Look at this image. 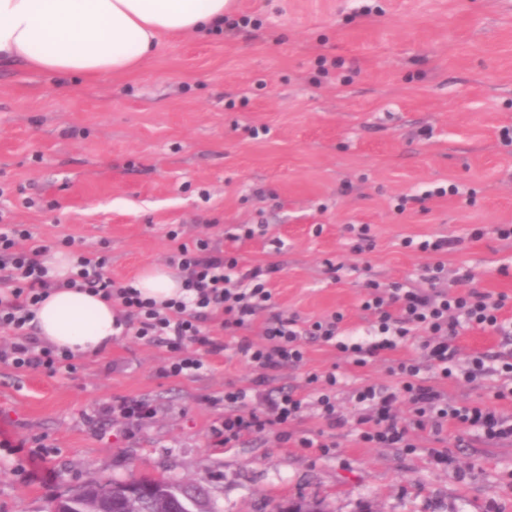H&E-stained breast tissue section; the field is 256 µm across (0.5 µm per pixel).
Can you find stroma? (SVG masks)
I'll return each instance as SVG.
<instances>
[{
    "mask_svg": "<svg viewBox=\"0 0 512 512\" xmlns=\"http://www.w3.org/2000/svg\"><path fill=\"white\" fill-rule=\"evenodd\" d=\"M225 26L164 38L139 70L95 81L0 64V225L52 251L105 255L106 277L169 265L175 230L230 244L268 275L274 312L311 323L341 313L363 340L368 282L423 287L426 265L470 270L512 296V0H231ZM460 192L446 194L449 184ZM351 224L370 227L356 251ZM483 228L472 238L473 228ZM444 236L433 255L405 238ZM423 336L365 366L307 342L274 386L310 393L311 373L343 385L329 428L316 410L275 434L212 446L228 384L258 374L226 337L192 378L162 374L170 353L131 336L51 375L0 363V435L49 445L55 478L28 481L0 451V512H47L77 484L170 476L202 484L220 512L321 500L330 512H512V443L413 431V450L360 440L354 400L394 388L398 360L423 361ZM149 399L153 419H97L113 397ZM323 437L329 450L306 448Z\"/></svg>",
    "mask_w": 512,
    "mask_h": 512,
    "instance_id": "obj_1",
    "label": "stroma"
}]
</instances>
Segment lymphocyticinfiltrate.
<instances>
[{"label": "lymphocytic infiltrate", "mask_w": 512, "mask_h": 512, "mask_svg": "<svg viewBox=\"0 0 512 512\" xmlns=\"http://www.w3.org/2000/svg\"><path fill=\"white\" fill-rule=\"evenodd\" d=\"M28 230L15 224L0 225V329L8 331L11 342L0 348V362L17 371L44 369L51 373L69 369V352L41 342L33 333L35 307L43 302L55 283L47 276L40 257L43 246L16 251L19 239L29 238ZM172 261L183 281L185 297L163 302L143 298L133 286H119L102 273L104 257L79 254L70 288L102 296L120 307L116 325L122 335L134 336L148 345L166 347L171 356L162 372L167 377H191L208 366V358L225 350L223 333L238 334L235 350L260 370L250 387L224 389V417L211 429L212 442L224 447L247 437H259L300 419L308 406H316L329 427L341 419L336 412V392L340 378L336 372L312 373L307 381L312 396L269 385L270 373L303 362L304 340L335 348L352 358L355 365H367L381 352L396 349L409 337L424 333L423 347L443 379H464L477 383L486 377L497 379L495 404H460L422 377V367L413 360L401 361L392 372L398 379L394 391L373 385L357 390L355 400L364 409L358 422L360 438L388 448H408L412 431L439 438L451 427L459 436L477 435L489 442H512V417L501 413L497 402L512 401V360L488 364L483 354L473 355L466 367H459L460 349L456 338L463 331L480 329L501 336L512 335V319L505 318L506 294L493 295L470 289L465 293L436 289L442 263L426 266L422 288L401 284L383 289L366 286L362 303L375 318L370 342L338 337L341 314L299 327L296 318L269 313L272 293L266 277L268 268L242 269L238 257L226 253L206 237L193 243H178ZM265 314L262 342L246 337L258 314ZM407 404L410 421H403L399 404Z\"/></svg>", "instance_id": "1"}]
</instances>
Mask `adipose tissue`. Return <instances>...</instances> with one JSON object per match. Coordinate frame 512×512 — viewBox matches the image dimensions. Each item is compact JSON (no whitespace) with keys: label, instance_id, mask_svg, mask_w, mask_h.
Instances as JSON below:
<instances>
[{"label":"adipose tissue","instance_id":"adipose-tissue-1","mask_svg":"<svg viewBox=\"0 0 512 512\" xmlns=\"http://www.w3.org/2000/svg\"><path fill=\"white\" fill-rule=\"evenodd\" d=\"M229 0H0V61L51 74L122 76L139 68L166 35L220 23ZM110 303L59 288L39 304L42 340L84 358L117 336Z\"/></svg>","mask_w":512,"mask_h":512}]
</instances>
